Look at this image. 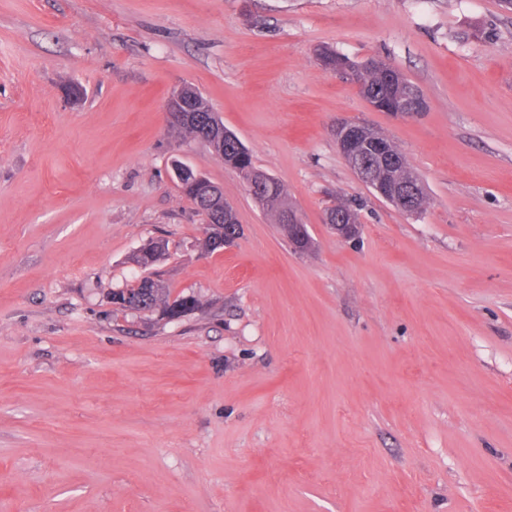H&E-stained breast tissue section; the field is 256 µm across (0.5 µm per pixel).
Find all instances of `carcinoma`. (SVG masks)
<instances>
[{"mask_svg":"<svg viewBox=\"0 0 512 512\" xmlns=\"http://www.w3.org/2000/svg\"><path fill=\"white\" fill-rule=\"evenodd\" d=\"M320 56L323 64L333 71L338 67L351 68L349 82L357 85L360 93L371 103L377 100H391L404 93L406 87L410 86V82L392 67L384 70L363 69L361 64L329 49L321 51ZM214 122L219 124L221 119L213 112L206 100L198 96L190 104V111L182 113L181 135L187 140L198 141L205 128H212L205 145L208 146L211 153L224 161V166L239 174L242 172L252 173L260 179L261 188L253 191L252 197L263 211L274 219L282 234L287 238L291 237V227L287 223L288 200L281 184L255 165L252 154L233 132L227 129L222 133L218 132L217 128L212 126ZM390 149L396 157V162L385 171L378 170V173L384 176V180L389 184L398 185L418 179V175L410 167L397 146L392 144ZM178 187L195 205L197 211L205 216L208 231L203 240V248L206 251L214 252L221 249L217 239L223 235L231 236L241 229L235 212H219V198L213 192L216 185L207 177L186 178L178 184ZM159 246L160 242L158 241L147 244L135 256L134 262L141 264L149 260L159 261L164 256V252L159 250ZM138 288L145 295L142 303L133 301L119 290L111 293L112 304L123 311L150 313L157 319L165 321L173 320V311L176 308L186 314L200 306V300L194 295L175 300L170 299V291L157 280L147 285L141 283Z\"/></svg>","mask_w":512,"mask_h":512,"instance_id":"carcinoma-1","label":"carcinoma"}]
</instances>
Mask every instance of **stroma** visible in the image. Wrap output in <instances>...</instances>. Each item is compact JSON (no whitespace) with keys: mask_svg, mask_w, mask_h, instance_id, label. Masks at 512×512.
<instances>
[{"mask_svg":"<svg viewBox=\"0 0 512 512\" xmlns=\"http://www.w3.org/2000/svg\"><path fill=\"white\" fill-rule=\"evenodd\" d=\"M385 60L374 109L319 49ZM195 86L313 239L164 131ZM391 138L428 197L378 198L330 133ZM243 234L202 249L174 155ZM361 206L349 243L323 221ZM151 274L201 306L112 307ZM0 512H512V9L501 0H0ZM427 108L426 99L416 89L410 88L404 95L394 99L389 109L393 115L412 117L423 113Z\"/></svg>","mask_w":512,"mask_h":512,"instance_id":"stroma-1","label":"stroma"}]
</instances>
